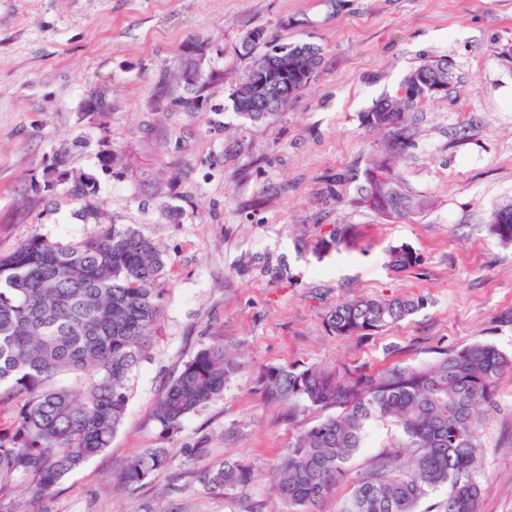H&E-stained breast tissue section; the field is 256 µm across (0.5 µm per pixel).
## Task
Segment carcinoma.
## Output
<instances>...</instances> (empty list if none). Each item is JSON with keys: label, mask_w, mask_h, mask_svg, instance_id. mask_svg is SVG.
<instances>
[{"label": "carcinoma", "mask_w": 512, "mask_h": 512, "mask_svg": "<svg viewBox=\"0 0 512 512\" xmlns=\"http://www.w3.org/2000/svg\"><path fill=\"white\" fill-rule=\"evenodd\" d=\"M274 76L267 98H257L260 66ZM320 65L319 49L296 44L254 57L234 94L233 107L251 122L272 123L307 86ZM206 80L186 89L176 105L201 110ZM448 86L440 62L429 61L405 78L404 92L386 97L365 123L388 134L385 151L400 153L414 138L417 104ZM358 201L385 214L408 203L384 159L373 161L357 187ZM489 231L512 242V205L494 210ZM419 254L406 245L389 250V265L404 271ZM165 263L153 242L123 224H108L80 240L34 235L0 254V512H47L32 504L51 499L62 480L112 442L128 402L127 381L143 359L160 318L154 285ZM424 305L421 297L358 296L325 313L326 330L338 337L362 336L392 327ZM235 363L224 345L201 348L168 382L153 409L166 436L224 391ZM512 376V355L487 343L465 345L420 366L394 362L367 369L265 365L254 377L262 400L293 418L304 406L324 414L301 428L275 465L272 493L289 512H310L350 476L347 463L364 442L371 422L397 435L352 477L341 512H419L437 489L448 495L434 512H480L475 474L483 456L480 428L496 402L501 380ZM168 449L145 448L113 472L119 486L135 490L168 467ZM262 476L250 462L226 460L198 473L215 492L244 488Z\"/></svg>", "instance_id": "carcinoma-1"}]
</instances>
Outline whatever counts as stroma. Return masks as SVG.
<instances>
[{"instance_id":"stroma-1","label":"stroma","mask_w":512,"mask_h":512,"mask_svg":"<svg viewBox=\"0 0 512 512\" xmlns=\"http://www.w3.org/2000/svg\"><path fill=\"white\" fill-rule=\"evenodd\" d=\"M264 30L319 48L310 83L274 123L236 114L233 94ZM208 47L217 78L199 112L157 96L178 47ZM432 59L448 91L415 114L414 144L391 171L419 207L390 218L357 200L355 176L385 135L363 115ZM111 109H81L92 90ZM66 153V175L53 167ZM89 179L91 216L71 199ZM512 203V0H0V254L33 235L74 240L127 224L160 251L161 318L129 380L110 448L65 478L50 512H288L269 479L223 494L197 478L227 459L267 468L298 429L253 390L267 364L366 368L427 364L482 342L512 354V243L487 230ZM349 230L333 245L336 228ZM420 256L394 271L387 250ZM413 295L425 306L373 335L323 324L337 301ZM221 342L238 370L220 397L163 437L152 412L169 380ZM481 512H512V378L482 429ZM169 449L168 469L133 491L111 483L120 460ZM203 448L201 465L182 451Z\"/></svg>"}]
</instances>
